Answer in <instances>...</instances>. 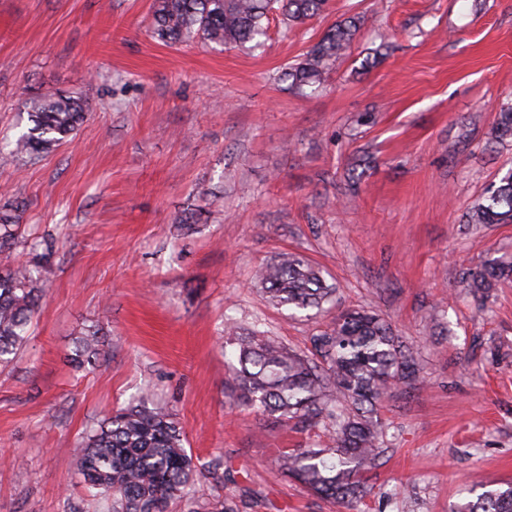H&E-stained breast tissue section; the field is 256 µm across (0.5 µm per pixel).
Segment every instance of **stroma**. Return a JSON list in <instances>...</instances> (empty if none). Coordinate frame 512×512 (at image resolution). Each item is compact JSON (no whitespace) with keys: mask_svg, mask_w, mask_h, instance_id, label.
<instances>
[{"mask_svg":"<svg viewBox=\"0 0 512 512\" xmlns=\"http://www.w3.org/2000/svg\"><path fill=\"white\" fill-rule=\"evenodd\" d=\"M153 0H0V144L31 99L61 91L92 116L36 163L0 166V205L56 242L27 346L0 371V512H99L67 465L82 433L142 391L180 422L199 462L234 471L199 498L241 512H344L273 458L313 430L231 405L225 320L302 351L320 323L269 305L256 266L281 251L319 265L335 310L366 308L418 352L420 381L378 408L385 451L351 512H454L512 484V282L487 309L460 286L512 260V224L468 213L512 167L494 137L512 102V0H329L264 47L166 46ZM359 31L322 88L280 75L333 25ZM207 210L196 232L179 219ZM105 361L75 371L77 337ZM100 336L102 335L98 328L89 327L77 338L76 346L69 355V361L75 368L83 369L86 366H93L100 360L102 349L99 346H104Z\"/></svg>","mask_w":512,"mask_h":512,"instance_id":"35a3bbf8","label":"stroma"}]
</instances>
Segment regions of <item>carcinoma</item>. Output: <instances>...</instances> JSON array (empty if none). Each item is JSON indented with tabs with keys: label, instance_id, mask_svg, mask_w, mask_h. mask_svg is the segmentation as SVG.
I'll return each instance as SVG.
<instances>
[{
	"label": "carcinoma",
	"instance_id": "cac0c4a2",
	"mask_svg": "<svg viewBox=\"0 0 512 512\" xmlns=\"http://www.w3.org/2000/svg\"><path fill=\"white\" fill-rule=\"evenodd\" d=\"M327 0H154L151 33L171 45L201 42L213 48L258 47L270 17L302 25L324 12ZM356 19L333 26L303 58L287 65L284 79L299 88H319L333 62L351 44ZM31 126L7 147L1 164L28 163L70 141L90 116L85 101L51 92L29 103ZM498 136L512 137V105L497 117ZM21 203L0 207V366L28 342L45 292L46 254L16 262L19 242L30 250L36 238L20 223ZM472 224L512 223V167L486 191L469 214ZM512 279V261L496 260L461 278V287L483 307L499 282ZM256 286L269 303L293 314L328 312L336 288L323 271L304 256L281 252L263 262ZM234 346L230 363L233 405L305 428H322L326 440L311 448L284 451L276 458L278 474L300 480L311 491L348 508L371 493L363 476L383 453L385 422L378 406L401 384L420 379L412 347L379 314L345 310L311 337L310 352L288 349L273 336L232 322L225 326ZM101 333H81L69 361L77 369L95 365L101 356ZM70 466L94 493L104 512H239V505L221 495L203 502L195 495L202 479L224 483L232 464L215 457L194 462L173 413L144 393L119 407L84 433ZM456 512H512V487L484 492Z\"/></svg>",
	"mask_w": 512,
	"mask_h": 512
}]
</instances>
